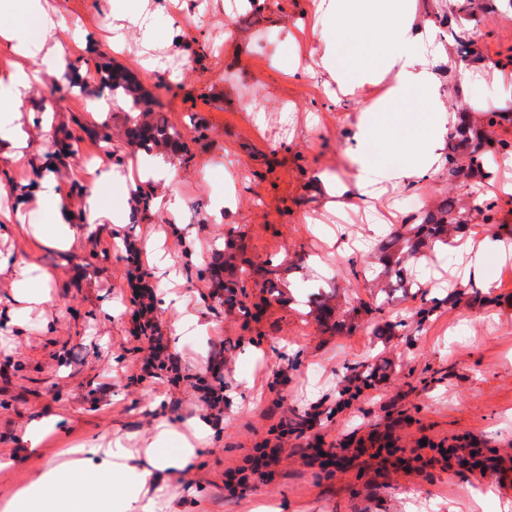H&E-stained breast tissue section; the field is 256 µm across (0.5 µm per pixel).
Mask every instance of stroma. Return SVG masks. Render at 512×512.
<instances>
[{"label":"stroma","instance_id":"obj_1","mask_svg":"<svg viewBox=\"0 0 512 512\" xmlns=\"http://www.w3.org/2000/svg\"><path fill=\"white\" fill-rule=\"evenodd\" d=\"M226 0H186L199 21L158 31L162 67L143 71L134 52L107 41L109 0H49L85 41L68 72L51 57L29 61L34 85L22 121L29 142L55 156L59 140L74 153L56 158L52 174L62 196L88 188L78 171L108 158L122 165L138 149L125 137L132 118L113 105L93 121L83 105L108 98L92 77L104 65L130 71L158 100L157 114L182 135L187 154L170 153L171 183L139 189L113 186L107 199L127 214L125 225L80 223L66 250L25 229L0 224V253L31 260L53 273V301L43 309L0 316V455L21 447L32 422L54 418L37 454L0 468V505L49 465L77 448L120 436L140 447L156 421L180 425L207 410L192 378L224 377V413L199 448L188 478L168 491L185 512H512V490L498 486L512 469V264L493 236L484 242L481 282L456 293V272L440 247L407 264L403 286L380 278V247L389 228L375 229L363 212L324 207L325 185L351 180L343 152L355 116L351 103L330 100L318 78H291L284 69L307 51L289 45L291 24L314 11V0H265L264 9L226 8ZM417 11L451 56L473 42L465 62L480 76L463 83L439 67L448 110L470 113L473 101L495 112L512 104V0H416ZM512 162L496 180L449 182L440 167L420 190H387L382 202L400 220L421 221L455 199L466 224H480L476 194L497 198L495 223L512 235ZM177 191L179 215L144 212L136 196ZM234 193L218 212L214 197ZM163 231L176 292L190 296L208 323L207 336L174 342L179 314L155 298L165 352L189 381L171 389L141 372L131 338L134 306L125 285V243L145 245ZM277 264L280 299L266 301L261 277L247 280L246 311H228L212 274L227 256ZM491 290H484V283ZM329 299L345 329L322 327L314 308ZM430 308L420 319V307ZM391 324L389 335L375 330ZM384 366L376 388L344 393L351 375ZM389 435L392 450L373 448ZM475 441L498 466L466 470L448 459V445ZM275 449L268 466L253 468L257 448ZM339 462L321 467L315 448ZM494 495H487V488ZM473 507V506H472Z\"/></svg>","mask_w":512,"mask_h":512}]
</instances>
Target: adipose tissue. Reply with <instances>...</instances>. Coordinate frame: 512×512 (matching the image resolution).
I'll return each instance as SVG.
<instances>
[{
	"mask_svg": "<svg viewBox=\"0 0 512 512\" xmlns=\"http://www.w3.org/2000/svg\"><path fill=\"white\" fill-rule=\"evenodd\" d=\"M24 15L38 20L39 40H32L21 23ZM166 21L161 5L112 0L111 40L125 45L127 30L136 29L142 65L156 68L155 35ZM298 33L312 45L305 73L328 75L345 101L360 104L345 148L355 169L353 180L333 185L331 197L372 211L382 182L413 190L431 180L448 147V93L437 69L446 66L466 76L470 68L452 60L445 45L421 23L414 0H320L311 25L299 28ZM0 42L8 44L14 55L10 68L0 72V92L10 103L8 112L0 114V148L13 164L33 167L37 161L21 123L38 80L28 61L44 52L53 58L57 71H65L83 41L48 8L47 0H0ZM379 84L386 87L382 96L362 99L365 86ZM408 104L422 113L421 128L385 139L384 114ZM96 169L89 189L75 202L61 197L52 175H42L36 197L43 206V221L33 225L35 235H47L50 245L69 248L75 240L69 215L76 208L88 223L123 224L122 212L112 209L105 195L113 184L126 183L128 177L108 160L99 161ZM48 224L54 225L53 234H45ZM7 269L12 272V298L20 309L50 302L52 273L36 271L31 264H12L9 257L0 255V272ZM36 279L41 282L37 288L32 285ZM209 435L206 421L196 418L182 432L158 424L140 453L127 448L122 438L109 439L83 449L81 457L66 467L46 468L0 512H180L166 492L167 482L189 475L196 447ZM170 438L176 440V447L163 449V442ZM92 457L100 463L90 469L86 461Z\"/></svg>",
	"mask_w": 512,
	"mask_h": 512,
	"instance_id": "obj_1",
	"label": "adipose tissue"
}]
</instances>
